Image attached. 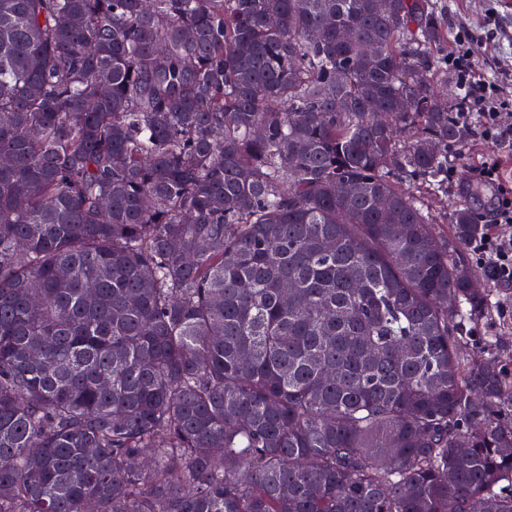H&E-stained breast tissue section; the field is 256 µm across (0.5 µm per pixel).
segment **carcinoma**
I'll return each mask as SVG.
<instances>
[{"mask_svg":"<svg viewBox=\"0 0 512 512\" xmlns=\"http://www.w3.org/2000/svg\"><path fill=\"white\" fill-rule=\"evenodd\" d=\"M447 42L433 0H0V512H512V381L459 353L512 286L417 195Z\"/></svg>","mask_w":512,"mask_h":512,"instance_id":"obj_1","label":"carcinoma"}]
</instances>
